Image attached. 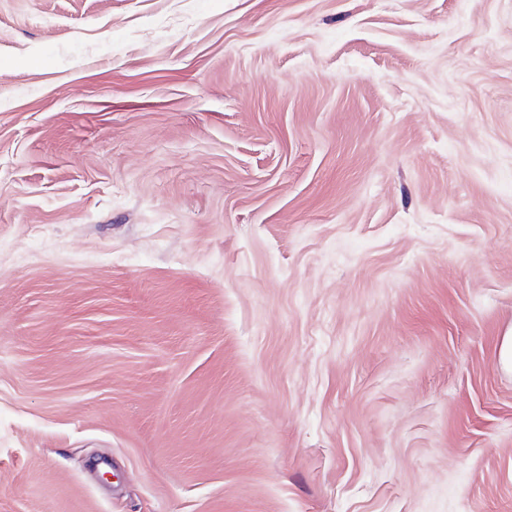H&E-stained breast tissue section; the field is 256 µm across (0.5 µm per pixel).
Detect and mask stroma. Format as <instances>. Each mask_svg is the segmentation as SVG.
<instances>
[{
  "mask_svg": "<svg viewBox=\"0 0 512 512\" xmlns=\"http://www.w3.org/2000/svg\"><path fill=\"white\" fill-rule=\"evenodd\" d=\"M511 329L512 0H0V512H512Z\"/></svg>",
  "mask_w": 512,
  "mask_h": 512,
  "instance_id": "35a3bbf8",
  "label": "stroma"
}]
</instances>
